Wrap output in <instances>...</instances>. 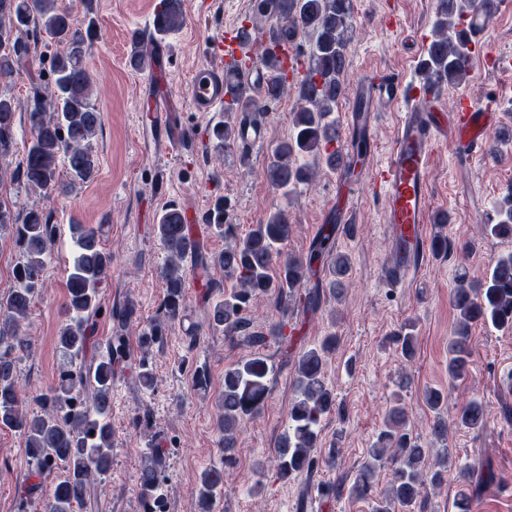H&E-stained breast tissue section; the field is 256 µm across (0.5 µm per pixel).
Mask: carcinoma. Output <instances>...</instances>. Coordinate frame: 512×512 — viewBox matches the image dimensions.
Instances as JSON below:
<instances>
[{
  "mask_svg": "<svg viewBox=\"0 0 512 512\" xmlns=\"http://www.w3.org/2000/svg\"><path fill=\"white\" fill-rule=\"evenodd\" d=\"M168 3L163 24L157 34L163 36L183 24L174 0ZM267 13L262 19L269 29L283 37L301 30L309 46L306 75L295 83L300 107L294 112L292 133L276 146L269 165V180L274 191L288 197L297 186L310 181L313 171L299 159L312 156L334 172L346 166L343 152L336 148L341 132L333 117L336 104L346 93L348 46L355 32L353 0H259ZM475 0H438L431 40L426 48L421 70L427 85L442 89L463 84L473 57L470 41L460 30L465 13ZM46 32L60 46L52 59L53 81L50 90L33 88L27 105L30 138L22 160L12 171L17 179L40 190L50 189L70 196L97 174L93 139L102 125V114L92 101L91 78L85 66L88 47L96 37V25L88 19L83 29L74 27L71 9L63 0H0V78H8L28 59L30 41L38 31ZM262 64L280 72L282 83L272 99L284 92L288 74L283 62L264 55ZM268 100H258L245 93L224 103L226 112L266 111ZM17 103L0 94V178L5 174L16 142ZM498 221L488 225L496 237H512V190L495 204ZM208 223L225 232L226 206L220 201L209 213ZM448 217L437 219L439 232L432 251H448V236L442 229ZM288 210L277 208L267 220L251 229L219 254H211L193 239L191 225L183 210L171 206L163 211L154 231L163 243L169 263L163 269L167 293L161 311L143 332L146 344H161L168 326L181 319L187 303L186 271L182 262L192 259L197 269L207 272L213 266L224 270L234 286L215 302L209 322L224 327L252 345L265 344V334L251 330L245 316L249 304L269 297L277 306L296 295L307 308L316 309L324 292L340 297L351 270L349 258L333 255L335 229L322 230L307 258L283 253L282 246L291 232ZM12 230L22 249V259L14 270L15 286L0 302V428L22 434L25 454L36 468V476L51 479L52 492L47 512H75L86 501L91 480L112 467L111 391L114 362L132 358L124 335V324L132 314L125 309L115 315L117 325L107 351L98 363L86 367L89 336L86 315L100 309L98 289L112 265V254L102 247L98 231L84 224L71 225L76 247L71 272L66 280L65 309L70 323L60 331L59 343L74 365L61 381L36 400L49 404L54 414L44 416L26 408L19 388L18 360L27 343L20 336V322L25 319L40 295L47 259L56 235L51 216L31 209L18 216L0 202V232ZM331 257L330 278L309 290L303 285L311 264L323 256ZM453 301L458 312L457 327L448 341V375L462 377L469 364L470 330L473 324H489L512 330V253L497 259L482 281H472L466 271L456 277ZM402 356L409 360L416 351L417 336L408 327L399 334ZM336 346V336L329 335L319 347L303 351L296 361L295 399L288 412V431L277 448L276 475L310 477L319 463L320 424L325 416L339 410L336 396L327 386L325 357ZM271 367L262 353H255L224 372V392L217 418V428L224 443V465L234 463L238 425L259 413L269 392ZM424 400L434 413L432 444L436 445L433 473L425 471L428 449L418 437L406 431L408 412L399 393H394L378 434L376 445L367 451V459L357 469L350 486L339 483L327 488L338 493L348 491L356 499H369L371 512H425L427 484H439L442 470L452 464L448 452V428L481 430L486 424L482 403L472 400L461 406L453 422L443 413L447 395L429 389ZM388 465V488L375 491L377 468ZM163 459L150 457L140 474V490L149 501H159L163 489ZM470 470H460V484L454 507L468 512ZM224 485V471L202 473L192 499L190 512H209L208 504Z\"/></svg>",
  "mask_w": 512,
  "mask_h": 512,
  "instance_id": "1",
  "label": "carcinoma"
}]
</instances>
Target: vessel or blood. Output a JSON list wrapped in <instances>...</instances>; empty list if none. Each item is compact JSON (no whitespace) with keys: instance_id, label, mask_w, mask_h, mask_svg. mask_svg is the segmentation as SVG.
Instances as JSON below:
<instances>
[{"instance_id":"vessel-or-blood-1","label":"vessel or blood","mask_w":512,"mask_h":512,"mask_svg":"<svg viewBox=\"0 0 512 512\" xmlns=\"http://www.w3.org/2000/svg\"><path fill=\"white\" fill-rule=\"evenodd\" d=\"M493 20L485 6H474L466 15L462 28L477 52L478 61L498 63L499 58L488 50L485 35ZM136 39L151 53L154 67L170 68L172 49L169 44L137 32ZM252 41L243 22L226 26L223 34L212 42L211 49L224 58V71L239 75L250 90L266 93L274 82L272 74L259 62H247ZM224 72L198 66L191 79L188 97L194 111L212 112L223 107L227 84ZM423 81H410L395 71L367 75L359 84L351 110L346 115L348 130L361 134L367 146L376 143V121L379 112L400 108L395 134L384 163L370 177L373 190L383 195V222L392 232L396 257L386 268V280L392 287H406L418 272L429 252L427 226L432 222L433 207L429 175L439 145H449L457 154L473 160L488 157L496 148L489 136L499 125L501 115L490 104L461 95L456 109L443 113L434 92L423 89ZM155 108L153 121L160 137L157 146L172 151L185 133L170 122L167 97L152 93ZM265 114H238L235 143L238 148H254L267 142Z\"/></svg>"}]
</instances>
